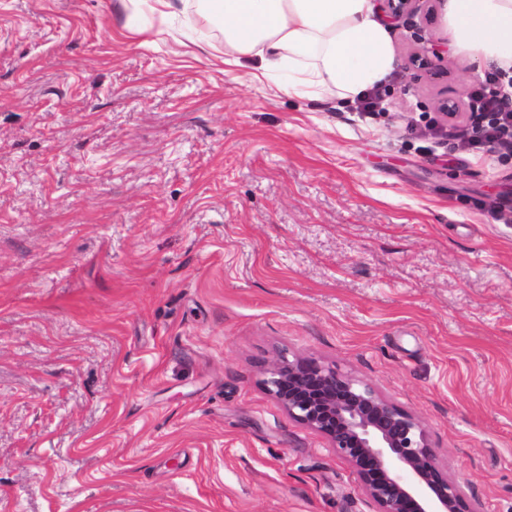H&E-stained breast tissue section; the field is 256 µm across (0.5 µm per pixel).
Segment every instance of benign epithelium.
<instances>
[{
    "instance_id": "1",
    "label": "benign epithelium",
    "mask_w": 512,
    "mask_h": 512,
    "mask_svg": "<svg viewBox=\"0 0 512 512\" xmlns=\"http://www.w3.org/2000/svg\"><path fill=\"white\" fill-rule=\"evenodd\" d=\"M398 20L422 0H382ZM265 386L290 417L346 459L377 512H479L431 444L422 419L314 358L274 363Z\"/></svg>"
}]
</instances>
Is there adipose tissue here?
Listing matches in <instances>:
<instances>
[{"instance_id":"obj_1","label":"adipose tissue","mask_w":512,"mask_h":512,"mask_svg":"<svg viewBox=\"0 0 512 512\" xmlns=\"http://www.w3.org/2000/svg\"><path fill=\"white\" fill-rule=\"evenodd\" d=\"M224 48L254 76L284 69L285 91L352 99L382 81L395 58L372 0H203ZM442 18L456 51L512 68V0H445Z\"/></svg>"}]
</instances>
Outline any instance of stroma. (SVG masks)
Listing matches in <instances>:
<instances>
[{
    "mask_svg": "<svg viewBox=\"0 0 512 512\" xmlns=\"http://www.w3.org/2000/svg\"><path fill=\"white\" fill-rule=\"evenodd\" d=\"M390 33L368 115L250 77L194 5L0 0V512H375L265 390L281 356L512 512V153L439 128L483 79L439 0Z\"/></svg>",
    "mask_w": 512,
    "mask_h": 512,
    "instance_id": "1",
    "label": "stroma"
}]
</instances>
